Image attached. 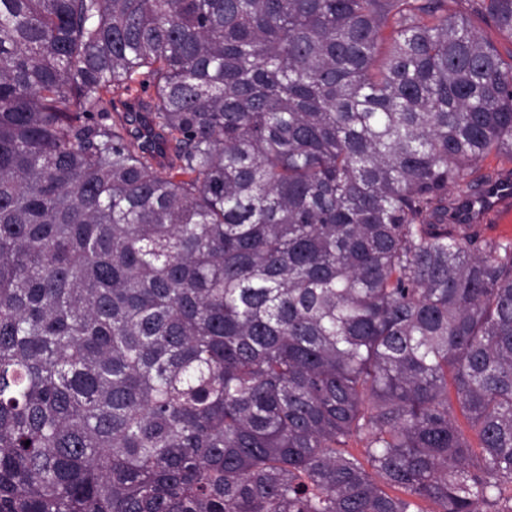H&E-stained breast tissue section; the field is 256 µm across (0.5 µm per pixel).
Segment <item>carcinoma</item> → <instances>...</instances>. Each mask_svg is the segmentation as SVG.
Returning <instances> with one entry per match:
<instances>
[{
    "instance_id": "1",
    "label": "carcinoma",
    "mask_w": 512,
    "mask_h": 512,
    "mask_svg": "<svg viewBox=\"0 0 512 512\" xmlns=\"http://www.w3.org/2000/svg\"><path fill=\"white\" fill-rule=\"evenodd\" d=\"M473 15L0 0V512H512Z\"/></svg>"
}]
</instances>
